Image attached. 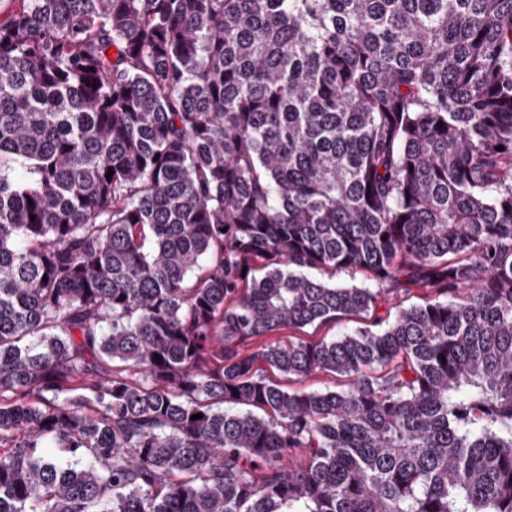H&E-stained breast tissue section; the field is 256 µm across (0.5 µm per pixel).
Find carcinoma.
Wrapping results in <instances>:
<instances>
[{
	"mask_svg": "<svg viewBox=\"0 0 512 512\" xmlns=\"http://www.w3.org/2000/svg\"><path fill=\"white\" fill-rule=\"evenodd\" d=\"M9 2L0 512H512V0Z\"/></svg>",
	"mask_w": 512,
	"mask_h": 512,
	"instance_id": "carcinoma-1",
	"label": "carcinoma"
}]
</instances>
